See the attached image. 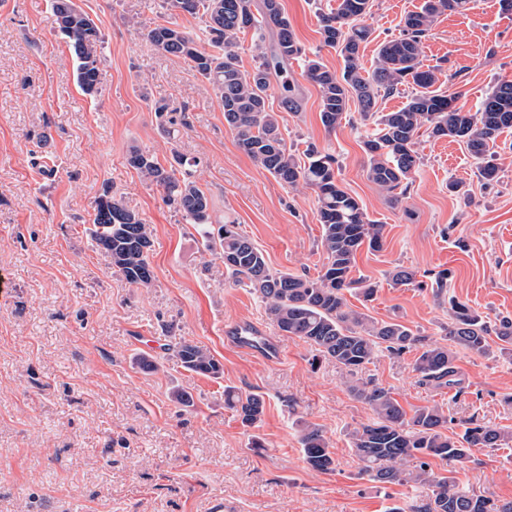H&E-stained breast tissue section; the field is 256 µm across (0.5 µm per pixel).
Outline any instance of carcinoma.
Here are the masks:
<instances>
[{
	"mask_svg": "<svg viewBox=\"0 0 512 512\" xmlns=\"http://www.w3.org/2000/svg\"><path fill=\"white\" fill-rule=\"evenodd\" d=\"M373 0H338L336 9L320 16L324 46L343 60L341 73L317 59L307 60L306 77L319 92L320 120L330 132L351 118L357 107L360 120L374 125L363 138L367 178L396 202L408 193L421 166L417 149L420 131L429 136L462 143L474 157L481 180L497 178L493 148L500 134L512 128V81L489 91L473 113L457 105L459 95L437 87L440 69L424 67L423 44L437 17L445 11L467 8L469 0H424L420 10L408 14L399 35L379 45L372 71L361 63V46L372 30L367 24ZM169 11L204 18L212 50L199 49L191 35L175 22L158 24L147 32L159 51L188 61L213 86L224 106V122L233 131L238 147L259 167L291 189L309 187L317 193L320 246L326 261L315 277L274 272L261 248L226 222L212 228L211 200L185 169L188 161L173 155L166 168L148 150L133 147L127 162L146 180L161 187L164 202L197 226L211 252L221 255L224 267L238 282L259 294L270 320L285 336H294L354 376L350 390L367 404L374 421L350 432L352 448L362 462L361 478L376 484L408 485L425 494L421 503L388 512H512V501L497 504L464 490L450 476L436 474L427 461L439 457L462 462L476 448H507L512 433L474 422L448 435L451 421L435 405L412 415L400 406L393 392L357 377L381 352L400 356L416 351L412 370L419 380L435 388L462 384L455 364L457 352L476 355L492 351L491 336L500 341L497 350L512 357V320H485L467 304L449 301L448 325L437 340L413 331L397 321L377 320L352 309L348 296L372 299L377 284L354 277L362 249L382 248L384 225L371 219L362 204L341 184L336 157L314 144L298 155L283 136L279 113L269 105L271 78L287 74L288 61L306 56L295 37L280 0H165ZM52 28L67 44L76 64L82 92H99L103 38L94 20L75 0H52ZM276 34L271 54L261 52L250 71L240 65L239 38L249 31L263 41V32ZM405 84L415 92L395 112L375 110L378 98ZM282 104L290 112L300 101L290 82H282ZM92 239L112 269L127 283L146 287L153 278L151 237L140 215L104 190L97 198ZM177 364L187 372L217 378L223 366L205 347L183 341L174 349ZM224 402L242 426L254 427L265 413V399L257 393L229 390ZM299 442L305 462L323 473L335 470V458L323 430L304 423ZM418 460L412 471L402 468L407 458Z\"/></svg>",
	"mask_w": 512,
	"mask_h": 512,
	"instance_id": "obj_1",
	"label": "carcinoma"
}]
</instances>
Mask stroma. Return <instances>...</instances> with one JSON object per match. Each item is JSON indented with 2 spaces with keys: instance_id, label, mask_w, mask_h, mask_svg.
<instances>
[{
  "instance_id": "obj_1",
  "label": "stroma",
  "mask_w": 512,
  "mask_h": 512,
  "mask_svg": "<svg viewBox=\"0 0 512 512\" xmlns=\"http://www.w3.org/2000/svg\"><path fill=\"white\" fill-rule=\"evenodd\" d=\"M76 2L105 40L92 98L79 89L71 54L51 27L50 0L0 8V512H213L219 500L235 512H388L411 502L408 487L359 478L346 433L373 415L349 391L345 373L278 332L259 295L235 282L195 226L126 161L134 145L165 166L180 153L210 196L214 221L234 222L272 270L313 276L324 263L315 192L289 189L258 167L225 126L212 86L146 38L171 20L203 49L204 20L170 15L163 0ZM281 3L307 53L341 70L319 22L336 0ZM422 3L373 0L365 67ZM422 62L439 67L442 88L476 109L497 82L512 81V13L498 0H474L469 10L440 15ZM288 78L302 98L299 112L281 114L288 144L334 152L343 186L384 226L382 248L362 250L355 270L378 291L368 303L352 300L353 309L439 335L446 300L429 287L393 284L388 274L398 266L419 276L449 269V296L486 320L512 319V131L497 140L499 174L488 184L463 144L420 134L423 164L397 203L366 176L364 128L327 131L303 62H289ZM162 99L170 110L160 119L154 104ZM452 180L460 191H449ZM106 187L149 228V286L113 272L90 236ZM251 322L273 337L283 361L225 343V327ZM183 341L207 347L223 375L178 367L173 350ZM141 355L158 369H140ZM413 359L382 353L362 375L391 388L406 412L442 406L453 418L450 433L468 420L512 431V358L458 352L459 392L421 384ZM176 386L192 395L193 407L170 401ZM228 388L264 396L258 427H243L225 406ZM302 420L324 431L335 472L305 463ZM431 465L459 487L512 501V448Z\"/></svg>"
}]
</instances>
